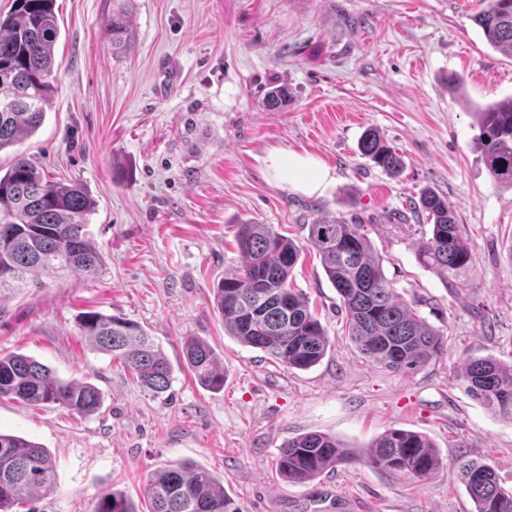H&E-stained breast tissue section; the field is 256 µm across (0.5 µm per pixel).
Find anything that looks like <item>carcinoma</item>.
I'll use <instances>...</instances> for the list:
<instances>
[{
    "label": "carcinoma",
    "mask_w": 512,
    "mask_h": 512,
    "mask_svg": "<svg viewBox=\"0 0 512 512\" xmlns=\"http://www.w3.org/2000/svg\"><path fill=\"white\" fill-rule=\"evenodd\" d=\"M475 22L490 46L512 57V0H486ZM59 35L55 0H12L9 12L0 13V83L10 84L11 97L7 107H0V152L33 136L44 123L56 92L51 76ZM106 35L112 42V56L121 57L130 50L133 31L126 11L112 12ZM288 99L287 87L272 85L265 95L266 107L277 110ZM478 116L483 163L495 182L512 187V97L487 105ZM358 148L391 175L402 169L398 150L374 129L361 136ZM414 206L431 225L429 233L415 243L417 260L448 285L473 266L472 240L436 192H422ZM94 210L95 201L81 184L46 179L23 154L13 155L6 168L0 165V225L9 226L7 233H0V297L40 285L43 275L98 276L104 258L87 231ZM307 228L306 242L336 289L346 311L349 336L363 355L388 370L409 373L445 351L444 335L385 276L380 257L361 232L362 225L334 217L316 220ZM236 241L243 263L214 286L224 329L241 344L265 352L290 370L315 366L327 354L330 341L306 294L288 281L302 256L301 245L270 224H239ZM282 288L288 289L286 309L275 302ZM78 329L89 350L120 360L143 390L158 396L171 387V363L138 323L88 311L78 316ZM183 358L200 386L224 388V369L207 343L185 338ZM456 378L473 398L512 422V365L493 357H469L459 365ZM2 398L55 405L79 414H91L101 403L99 389L90 382L63 379L33 357L13 352L0 354ZM357 463L404 483L422 481L443 466L426 436L390 428L362 453L325 433L302 434L282 444L275 469L282 478L302 483ZM455 465L475 512H512V488L501 485L490 463L462 451ZM54 476L46 448L0 432V512H17V506L52 491ZM144 495L150 512H241L210 472L182 464L151 473ZM95 512L138 510L124 494L114 491L101 495Z\"/></svg>",
    "instance_id": "1"
}]
</instances>
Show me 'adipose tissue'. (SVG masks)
Instances as JSON below:
<instances>
[{"instance_id":"adipose-tissue-1","label":"adipose tissue","mask_w":512,"mask_h":512,"mask_svg":"<svg viewBox=\"0 0 512 512\" xmlns=\"http://www.w3.org/2000/svg\"><path fill=\"white\" fill-rule=\"evenodd\" d=\"M265 166L279 188L310 195L321 192L331 177L319 159L285 147L270 150Z\"/></svg>"}]
</instances>
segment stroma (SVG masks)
<instances>
[{
	"instance_id": "1",
	"label": "stroma",
	"mask_w": 512,
	"mask_h": 512,
	"mask_svg": "<svg viewBox=\"0 0 512 512\" xmlns=\"http://www.w3.org/2000/svg\"><path fill=\"white\" fill-rule=\"evenodd\" d=\"M135 30L112 55L105 30L118 7ZM480 0H56L52 109L38 132L0 153L29 156L47 178L80 182L96 202L87 226L105 259L97 278L44 279L0 299V351L33 356L102 394L96 412L0 400V431L41 444L55 488L33 512H94L119 491L147 512L145 481L177 464L208 469L242 512H324L326 495L360 512H473L453 460L487 459L512 487V423L472 400L455 370L467 357L512 363V187L497 184L477 145V109L512 96V58L473 17ZM461 87H448L449 75ZM286 85L283 109L263 104ZM374 129L397 148L390 175L360 155ZM285 147L321 160L323 192L284 191L264 158ZM435 190L464 224L475 262L454 286L419 264L428 232L413 209ZM324 216L363 225L394 288L447 340L421 370L365 358L318 256L305 251L293 285L308 297L330 347L291 370L228 336L213 287L240 265L237 225L270 224L304 241ZM130 319L172 364L170 390L144 392L120 361L88 350L77 317ZM207 341L224 388L197 385L185 337ZM403 428L427 436L444 465L402 484L358 464L293 484L275 459L283 442L321 432L364 449Z\"/></svg>"
}]
</instances>
